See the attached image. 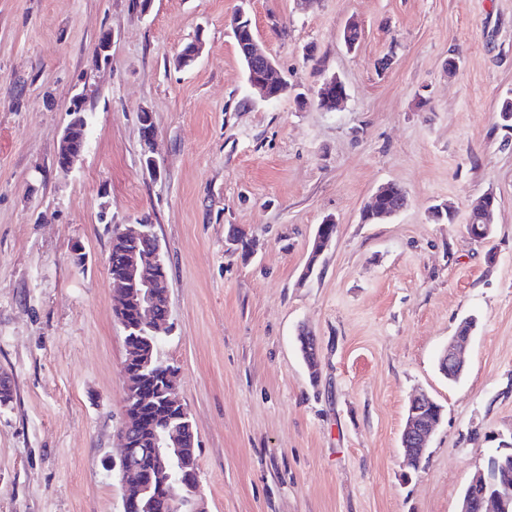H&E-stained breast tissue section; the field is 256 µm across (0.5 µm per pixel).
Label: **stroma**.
I'll return each mask as SVG.
<instances>
[{"label":"stroma","instance_id":"35a3bbf8","mask_svg":"<svg viewBox=\"0 0 512 512\" xmlns=\"http://www.w3.org/2000/svg\"><path fill=\"white\" fill-rule=\"evenodd\" d=\"M139 3L0 0V512H122L106 463L126 351L105 259L113 225L145 218L168 271L158 355L180 372L207 512H458L512 440V127L499 118L512 0H250L296 90L274 101L246 81L241 0ZM195 38L200 56L177 67ZM332 76L347 97L328 111L317 91ZM81 91L87 147L63 176L54 157ZM386 183L405 207L363 223ZM488 192L479 243L467 219ZM444 203L452 222L432 217ZM329 217L336 236L310 262ZM471 316L451 383L438 359ZM418 390L443 416L415 470L400 439Z\"/></svg>","mask_w":512,"mask_h":512}]
</instances>
